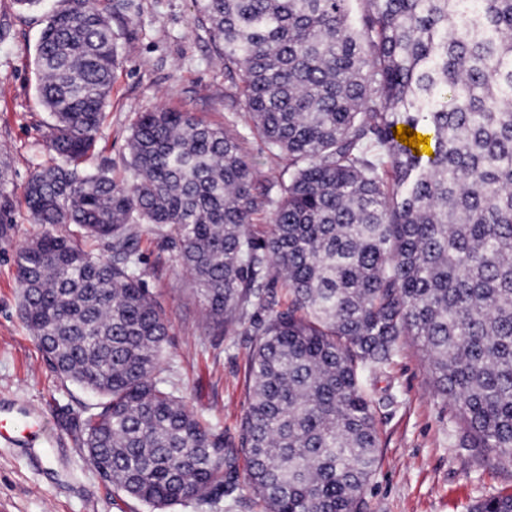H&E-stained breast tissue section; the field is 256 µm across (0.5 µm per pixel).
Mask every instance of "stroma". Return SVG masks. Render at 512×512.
Segmentation results:
<instances>
[{
	"instance_id": "35a3bbf8",
	"label": "stroma",
	"mask_w": 512,
	"mask_h": 512,
	"mask_svg": "<svg viewBox=\"0 0 512 512\" xmlns=\"http://www.w3.org/2000/svg\"><path fill=\"white\" fill-rule=\"evenodd\" d=\"M194 0H125L113 19L118 65L105 120L86 168L108 163L115 178L128 175L127 140L141 113L158 108L189 112L230 134H242L243 152L261 175V188L278 197L290 169L248 129L249 116L224 61L198 21ZM46 13L0 0V151L9 155L6 188L15 209L0 237V395L37 405L62 448L0 446V512H154L115 490L87 461L80 426L98 394L63 380L46 363L19 308L18 249L39 230L24 191L34 168L51 163L44 143L51 118L38 92L34 65ZM142 278L169 323L166 377L203 420L234 437L253 384L245 327L208 332L190 274L153 235L143 236ZM379 433V461L366 489L365 512H471L479 502L512 494V467L471 447L452 400L433 389L425 352L415 337L371 382Z\"/></svg>"
}]
</instances>
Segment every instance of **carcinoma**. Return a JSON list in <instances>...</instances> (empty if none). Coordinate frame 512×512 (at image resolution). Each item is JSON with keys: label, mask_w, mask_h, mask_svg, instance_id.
Listing matches in <instances>:
<instances>
[{"label": "carcinoma", "mask_w": 512, "mask_h": 512, "mask_svg": "<svg viewBox=\"0 0 512 512\" xmlns=\"http://www.w3.org/2000/svg\"><path fill=\"white\" fill-rule=\"evenodd\" d=\"M65 2L35 54L59 162L26 185L40 231L16 275L48 363L102 397L82 424L96 471L155 512L231 508L244 485L264 512H363L379 458L364 384L403 336L421 341L473 447L512 463V0H358L354 20L352 0H198L253 130L288 156L276 199L258 191L238 138L188 112L140 115L128 178L81 167L124 0ZM399 124L433 134V155L401 149ZM7 179L1 160L0 224L13 223ZM146 234L190 273L211 325L249 323L254 385L234 441L163 376L168 325L140 271ZM472 512H512V494Z\"/></svg>", "instance_id": "cac0c4a2"}]
</instances>
